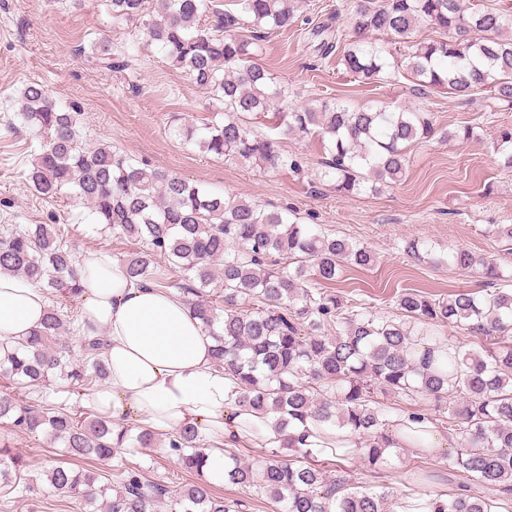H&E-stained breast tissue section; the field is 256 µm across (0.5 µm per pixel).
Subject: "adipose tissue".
Returning <instances> with one entry per match:
<instances>
[{"instance_id": "adipose-tissue-1", "label": "adipose tissue", "mask_w": 512, "mask_h": 512, "mask_svg": "<svg viewBox=\"0 0 512 512\" xmlns=\"http://www.w3.org/2000/svg\"><path fill=\"white\" fill-rule=\"evenodd\" d=\"M86 287L81 316L86 335H104L108 379L84 399L86 406L108 416L114 424L135 418L161 434L183 423L195 425L204 440L218 442L209 453L207 474L224 480V451L254 441L278 448L284 436L271 419L227 406L230 384L212 359L213 342L200 321L178 295L159 288L136 287L116 261L82 260ZM47 306L41 288L21 276L0 273V340L25 338L37 327ZM304 446L319 454L332 446L362 452L349 429H329L307 423ZM391 432L400 447L411 451L445 448L449 440L437 423L394 419Z\"/></svg>"}]
</instances>
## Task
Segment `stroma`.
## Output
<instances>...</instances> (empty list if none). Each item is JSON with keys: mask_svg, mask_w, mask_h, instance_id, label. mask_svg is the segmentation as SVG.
I'll return each mask as SVG.
<instances>
[{"mask_svg": "<svg viewBox=\"0 0 512 512\" xmlns=\"http://www.w3.org/2000/svg\"><path fill=\"white\" fill-rule=\"evenodd\" d=\"M350 0H308L288 30L262 38L257 64L288 82L296 106L320 100L348 99L350 104L389 105L403 100L397 84H364L346 74L338 55H321L310 28L329 26V36L351 38ZM111 42L114 66H90L93 43ZM44 86L58 105L80 114L85 147L110 143L151 167L199 182L211 190L274 204L300 223L370 247L374 265L345 271L333 290L345 302L363 303L380 317L399 318L398 294L413 288L439 298L457 290H478L472 273L452 267H428L409 259L404 241L425 240L442 252L463 247L474 255H492L504 272H512V254L485 233L490 224H512V169L493 151L503 127L512 128V112H486L465 105L444 90L413 99L431 112L437 127L451 130L473 125L467 142L418 141L402 179L381 191L344 196L318 181L322 154L315 140L288 138L284 150L298 154L301 172L263 170L217 159L184 145L171 134L174 119L202 125L210 117L208 97L185 73L170 67L162 53L147 46L142 28L113 24L107 0H0V224H62L77 255L104 256L130 251L131 243L113 241L90 219V208L61 193L36 194L25 179L38 147L37 138L17 118L19 90L27 83ZM0 442L20 455L36 475L61 460L60 444L16 431L0 421ZM127 466L140 467L179 489L189 475L162 448L121 449ZM416 455L402 451L390 468L367 471L363 460H349L360 485L385 487L399 496L444 490L448 471L433 466L427 482L410 486L406 469ZM0 512H81L77 501L42 488L34 497L0 493Z\"/></svg>", "mask_w": 512, "mask_h": 512, "instance_id": "obj_1", "label": "stroma"}]
</instances>
